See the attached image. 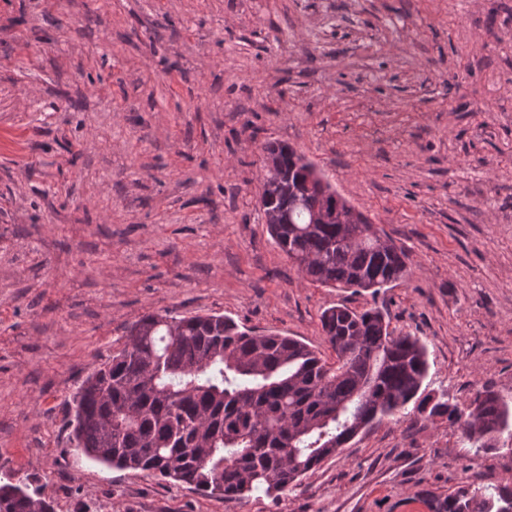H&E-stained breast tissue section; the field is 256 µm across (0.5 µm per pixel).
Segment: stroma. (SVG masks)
<instances>
[{
  "instance_id": "35a3bbf8",
  "label": "stroma",
  "mask_w": 512,
  "mask_h": 512,
  "mask_svg": "<svg viewBox=\"0 0 512 512\" xmlns=\"http://www.w3.org/2000/svg\"><path fill=\"white\" fill-rule=\"evenodd\" d=\"M272 140L405 249L408 280L302 278L257 206ZM336 304L425 343L426 393L512 401V0H0V477L56 512H428L512 485V451L441 417L241 502L71 444L68 400L141 316L220 313L328 359Z\"/></svg>"
}]
</instances>
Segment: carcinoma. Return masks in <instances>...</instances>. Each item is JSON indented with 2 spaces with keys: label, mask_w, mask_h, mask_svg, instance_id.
Returning a JSON list of instances; mask_svg holds the SVG:
<instances>
[{
  "label": "carcinoma",
  "mask_w": 512,
  "mask_h": 512,
  "mask_svg": "<svg viewBox=\"0 0 512 512\" xmlns=\"http://www.w3.org/2000/svg\"><path fill=\"white\" fill-rule=\"evenodd\" d=\"M263 151L264 223L304 279L378 295L409 277L405 250L362 213L344 223L347 201L304 155L282 142ZM320 322L333 362L297 339L222 315L146 314L68 401L71 442L98 462L232 502L298 486L415 398L418 414L447 418L478 453L512 438V403L491 388L465 409L418 398L426 345L392 335L381 309L336 305ZM427 503L430 512H512V487L466 481ZM0 512L55 506L43 490L8 476L0 480Z\"/></svg>",
  "instance_id": "cac0c4a2"
}]
</instances>
